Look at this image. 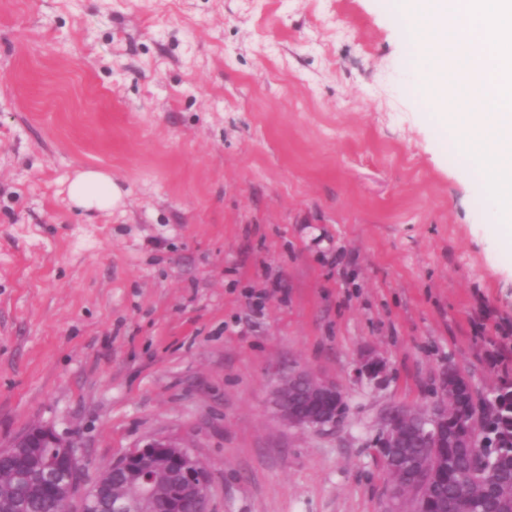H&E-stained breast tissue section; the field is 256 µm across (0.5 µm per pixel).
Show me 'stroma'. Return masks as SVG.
I'll return each instance as SVG.
<instances>
[{"mask_svg": "<svg viewBox=\"0 0 512 512\" xmlns=\"http://www.w3.org/2000/svg\"><path fill=\"white\" fill-rule=\"evenodd\" d=\"M425 78L392 0H0V444L51 425L91 482L165 437L210 512H387L389 410L512 381V248ZM291 369L336 428L273 414ZM69 194L77 207L99 212L112 210L121 197L108 175L94 171L78 174L70 184ZM271 406L289 427L324 431L342 419L345 397L335 382L308 370H292L278 374Z\"/></svg>", "mask_w": 512, "mask_h": 512, "instance_id": "stroma-1", "label": "stroma"}]
</instances>
